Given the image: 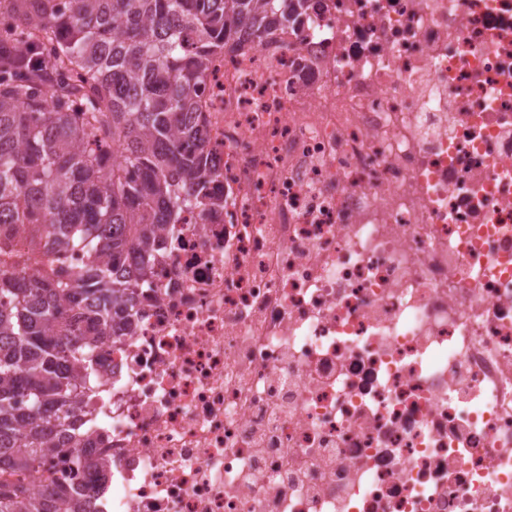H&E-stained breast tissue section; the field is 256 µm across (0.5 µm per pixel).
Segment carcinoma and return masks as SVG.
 <instances>
[{
	"label": "carcinoma",
	"mask_w": 512,
	"mask_h": 512,
	"mask_svg": "<svg viewBox=\"0 0 512 512\" xmlns=\"http://www.w3.org/2000/svg\"><path fill=\"white\" fill-rule=\"evenodd\" d=\"M309 0H0V475L40 467L70 427L93 337L128 336L133 288L181 208L215 205L196 117L209 60L288 30ZM37 53L30 67L4 55ZM80 250L69 270L55 254ZM83 512L74 483L62 491ZM0 480V512H54Z\"/></svg>",
	"instance_id": "1"
}]
</instances>
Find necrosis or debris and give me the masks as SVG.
Masks as SVG:
<instances>
[{"label": "necrosis or debris", "instance_id": "obj_1", "mask_svg": "<svg viewBox=\"0 0 512 512\" xmlns=\"http://www.w3.org/2000/svg\"><path fill=\"white\" fill-rule=\"evenodd\" d=\"M219 178L103 336L33 496L512 512V0H315L214 58Z\"/></svg>", "mask_w": 512, "mask_h": 512}]
</instances>
